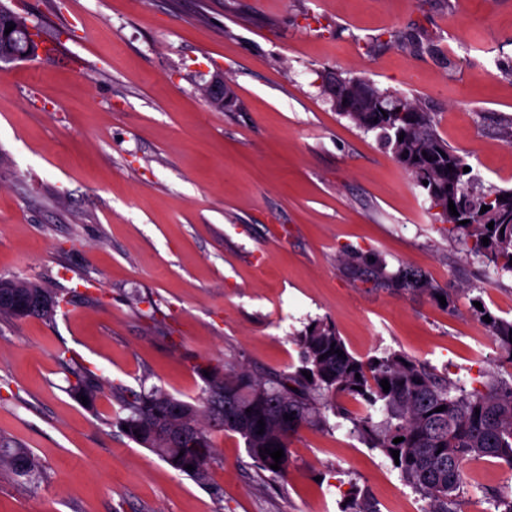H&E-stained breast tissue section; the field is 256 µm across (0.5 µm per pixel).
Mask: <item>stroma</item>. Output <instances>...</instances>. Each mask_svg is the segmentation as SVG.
Masks as SVG:
<instances>
[{"label":"stroma","instance_id":"1","mask_svg":"<svg viewBox=\"0 0 512 512\" xmlns=\"http://www.w3.org/2000/svg\"><path fill=\"white\" fill-rule=\"evenodd\" d=\"M53 56L0 67V278L66 296L54 320L0 319V436L31 448L35 485L0 478V512H381L428 502L329 417L294 435L287 478L220 433L200 485L125 436L112 384L196 398L198 364L294 372L297 338L333 324L356 357L403 353L482 387L512 378L471 286L512 320L495 275L384 148L339 114L320 72L425 102L482 188L512 187V0H0ZM426 32L415 51L393 38ZM226 79L227 110L204 89ZM356 250L456 289L454 308L355 276ZM94 371L87 409L62 358ZM459 512H494L512 466L468 463Z\"/></svg>","mask_w":512,"mask_h":512}]
</instances>
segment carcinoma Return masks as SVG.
Returning <instances> with one entry per match:
<instances>
[{"label": "carcinoma", "mask_w": 512, "mask_h": 512, "mask_svg": "<svg viewBox=\"0 0 512 512\" xmlns=\"http://www.w3.org/2000/svg\"><path fill=\"white\" fill-rule=\"evenodd\" d=\"M14 24L8 34L6 25L0 24V57L29 54L23 32L26 20L16 15ZM323 87L333 99L345 92L358 96L354 109L341 114L364 131L377 133L380 142L425 191L438 220L450 225L449 232L460 233L470 241L471 253L498 272L512 273V188L474 190L473 176L463 172L470 166L467 156L440 137L435 114L419 99L381 90L359 77L330 78ZM401 102L405 111L393 109ZM451 201L456 216L449 211ZM483 206L489 210L482 214ZM463 220L467 224H461ZM490 222L494 223L491 229ZM485 237L489 239L486 246ZM346 261L355 272L371 268L373 276L389 288L420 291L435 299L443 296L446 307L454 305L453 294L434 287L426 276L409 268L390 272L385 261L359 252L347 254ZM4 283L15 287L21 299L33 302V307L1 304V317L37 316L51 321L57 309L68 303L66 297L37 281L16 277ZM471 312L480 320L485 315L491 318L487 327L496 347L512 364V321L495 316L486 307L480 311L473 305ZM311 327L313 330L298 337L302 366L294 373L261 377L225 363L197 365L203 386L195 402L177 399L156 385L140 392L115 389L112 397L119 405L116 421L128 427L125 435L130 440L174 471L203 484L215 456L210 428L213 416L224 415L222 431L243 440L259 469L284 478L290 467L293 434L302 427L327 425L325 412L330 410L349 421L350 432L367 447L389 459L392 451H399L395 469L429 500L426 512H457V502L468 482L467 462L491 458L512 466V383L496 380L483 391H468L405 354L359 359L348 351L332 324L316 321ZM337 349L346 358L339 357ZM66 371L71 397L78 400L83 395L87 407H93L101 392L98 377L73 361L66 363ZM205 371L209 376L203 375ZM305 371L311 373V379H306ZM383 379L390 384L387 393L380 385ZM341 397L360 398L368 413L359 418L350 416L338 403ZM442 405L445 410L436 411ZM377 408L385 413L378 423L371 416ZM288 415L293 419H286ZM260 419L265 423L263 428L258 424ZM397 437L403 441L394 442ZM266 448L283 449L280 469L270 468L274 460L264 454ZM187 465L194 470L185 469ZM0 474L35 483L43 474V463L31 449L0 439Z\"/></svg>", "instance_id": "obj_1"}]
</instances>
